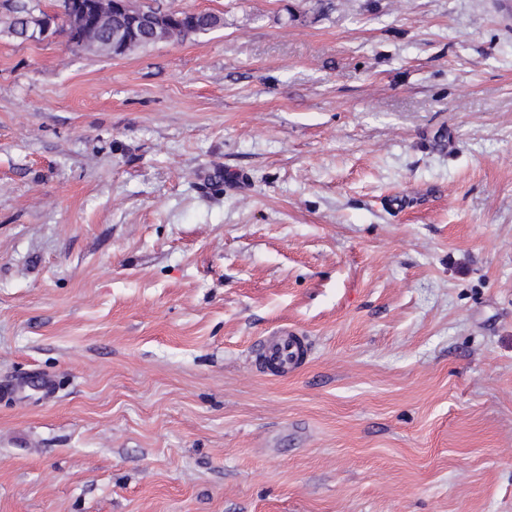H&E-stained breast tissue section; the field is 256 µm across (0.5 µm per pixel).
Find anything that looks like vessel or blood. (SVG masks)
<instances>
[{"label":"vessel or blood","mask_w":512,"mask_h":512,"mask_svg":"<svg viewBox=\"0 0 512 512\" xmlns=\"http://www.w3.org/2000/svg\"><path fill=\"white\" fill-rule=\"evenodd\" d=\"M308 352L306 336L285 328L263 338L256 348V364L260 372L276 378L295 374L305 363Z\"/></svg>","instance_id":"obj_1"}]
</instances>
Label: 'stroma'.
<instances>
[{"instance_id":"1","label":"stroma","mask_w":512,"mask_h":512,"mask_svg":"<svg viewBox=\"0 0 512 512\" xmlns=\"http://www.w3.org/2000/svg\"><path fill=\"white\" fill-rule=\"evenodd\" d=\"M148 1L0 0V512H512V0ZM84 1L91 0H68L65 10V18L68 23L71 24V37L76 40L78 38V31L82 25H84L90 16L92 11L88 5L83 4ZM98 2V22L85 33L83 43H77L76 47L96 46L99 47L118 34L122 26L121 20L114 15L112 10L113 0H96ZM114 2L119 11L129 15L127 34L129 36H134L139 30L140 23L144 20V17H142V14L138 11L136 13H130L129 9L131 1L114 0ZM183 14L184 13L179 10H174V15L166 14L161 25L154 29L147 28L141 30L135 37H132L123 43L122 50L118 45L114 47L113 51H115V53L113 52V55H116V53H119L120 51L121 54H124L135 48H146L164 40L184 39L192 35L204 34L223 25V19L210 12H204L194 16L193 18L196 19L194 25L187 23V16L180 19L179 17ZM57 20L55 15L45 13L41 16H32L29 26V41L40 42L53 36L56 30L53 29V23ZM307 352L306 336L296 330L282 328L258 343L255 361L260 372L285 378L295 374L305 364Z\"/></svg>"}]
</instances>
